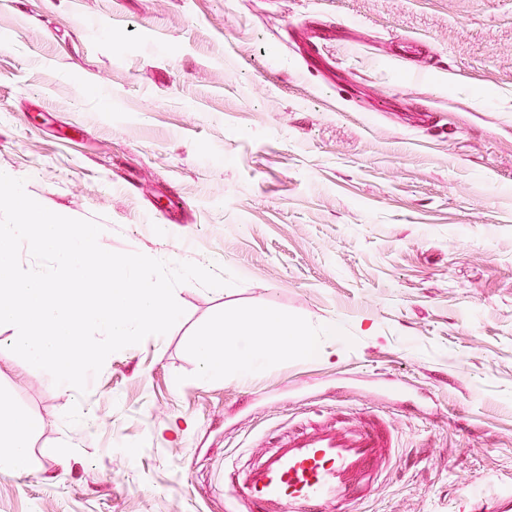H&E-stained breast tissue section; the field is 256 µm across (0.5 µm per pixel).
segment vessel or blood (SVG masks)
<instances>
[{
  "label": "vessel or blood",
  "instance_id": "1",
  "mask_svg": "<svg viewBox=\"0 0 512 512\" xmlns=\"http://www.w3.org/2000/svg\"><path fill=\"white\" fill-rule=\"evenodd\" d=\"M382 423L337 420L280 437L231 483V512H344L397 461ZM466 512H512V485L467 495Z\"/></svg>",
  "mask_w": 512,
  "mask_h": 512
}]
</instances>
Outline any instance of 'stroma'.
I'll return each mask as SVG.
<instances>
[{"mask_svg":"<svg viewBox=\"0 0 512 512\" xmlns=\"http://www.w3.org/2000/svg\"><path fill=\"white\" fill-rule=\"evenodd\" d=\"M0 172L106 250L239 279L179 285L83 394L0 324L40 422L0 512H228L224 467L352 411L400 465L350 512L512 483V0H0ZM248 310L318 350L201 380L195 337Z\"/></svg>","mask_w":512,"mask_h":512,"instance_id":"obj_1","label":"stroma"}]
</instances>
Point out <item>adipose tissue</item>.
<instances>
[{
	"label": "adipose tissue",
	"mask_w": 512,
	"mask_h": 512,
	"mask_svg": "<svg viewBox=\"0 0 512 512\" xmlns=\"http://www.w3.org/2000/svg\"><path fill=\"white\" fill-rule=\"evenodd\" d=\"M250 330L227 325L198 336L194 342L202 378L224 372L245 378L264 366L268 352L288 355L309 351V338L299 337L286 315L255 310L249 312ZM37 422L20 417L0 397V472H23L30 467L28 448Z\"/></svg>",
	"instance_id": "obj_1"
}]
</instances>
